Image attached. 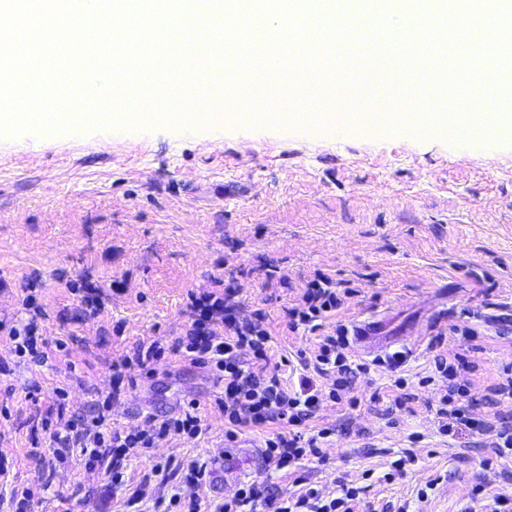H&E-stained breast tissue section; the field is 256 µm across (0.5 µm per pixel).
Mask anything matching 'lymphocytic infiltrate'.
Here are the masks:
<instances>
[{
    "instance_id": "1",
    "label": "lymphocytic infiltrate",
    "mask_w": 512,
    "mask_h": 512,
    "mask_svg": "<svg viewBox=\"0 0 512 512\" xmlns=\"http://www.w3.org/2000/svg\"><path fill=\"white\" fill-rule=\"evenodd\" d=\"M21 293L31 316L17 325H0V348L6 353L5 359H0V372L6 369V358L39 366L52 351L66 348L64 342H49L40 331L42 309L36 303L35 282H23ZM353 293V288L336 286L330 276L316 274L288 308V329H316L319 320L335 314ZM186 314V330L171 343L160 338L140 343L122 364L112 365L111 391L104 400L93 401L88 410L67 413L66 392L56 389L53 403L33 418L49 433L50 461L60 462L77 454L86 465L110 474L113 484H124V461L131 450L154 447L172 434L198 437L203 410L210 407L224 418L227 442H236L247 430L265 432L266 469L294 472V489L286 493L267 480L255 479L243 482L232 498L216 504L196 496L187 500L175 496L172 506L181 507L182 512H360L358 488L345 485L338 496L326 497L297 473L303 460L319 456L320 440L333 432L332 427L324 426L309 434L318 407L326 400L338 406H356L354 392L370 372L369 364L352 358L347 327L337 326L335 335L319 337L313 348L299 351L302 372L293 383L282 379L278 371L269 370L272 336L235 302L234 291L225 287L223 278H212L210 288L204 291L189 292ZM165 355L181 365L207 368L220 382V390L209 405L192 400L176 413L149 415L148 428L131 425L113 429L110 412L113 402L126 391L127 371L152 375L153 362ZM478 370L477 363L457 352L434 357L433 375L446 383L436 410L442 431L475 428L466 407L471 384L460 375Z\"/></svg>"
}]
</instances>
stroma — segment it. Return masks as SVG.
<instances>
[{
    "instance_id": "35a3bbf8",
    "label": "stroma",
    "mask_w": 512,
    "mask_h": 512,
    "mask_svg": "<svg viewBox=\"0 0 512 512\" xmlns=\"http://www.w3.org/2000/svg\"><path fill=\"white\" fill-rule=\"evenodd\" d=\"M319 271L356 281L359 292L318 331L289 332L285 311ZM214 276L260 311L273 366L340 322L379 315L390 331L424 334L399 372L372 367L357 406L321 404L317 425L336 430L302 470L323 494L354 482L371 512H467L477 488L488 500L512 498V457L496 456L494 429L441 432L438 388L419 383L439 352L465 351L484 381L512 368L511 140L489 136L471 148L458 133L405 125L381 133L349 124L339 133L312 122L121 124L0 138V322L24 319L14 285L33 278L44 335L73 339L72 355L0 376V405L9 410L0 415V459L13 461V483L34 491L31 512H125L128 489L113 488L104 471L29 457L33 404L60 387L74 411L92 391H111L108 364L139 342L179 336L188 291L209 288ZM81 278L110 287L101 315L81 314L68 289ZM466 329L475 332L467 342ZM399 374L415 400L391 424L370 397L387 394ZM215 389L207 369L161 358L152 377L136 376L113 403L112 426L144 424ZM259 440L247 432L225 443L224 420L211 410L197 438L171 435L131 451L125 471L143 489L141 512H165L176 493L220 501L248 477L291 491L288 475L253 465L246 449ZM408 453L415 462L407 473L386 480L390 462ZM197 458L211 478L194 487L176 469Z\"/></svg>"
}]
</instances>
